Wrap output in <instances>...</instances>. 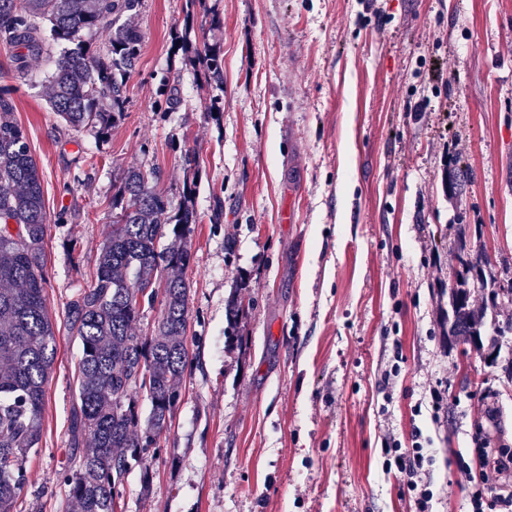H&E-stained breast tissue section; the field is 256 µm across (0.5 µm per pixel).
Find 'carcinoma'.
I'll return each instance as SVG.
<instances>
[{"label": "carcinoma", "instance_id": "carcinoma-1", "mask_svg": "<svg viewBox=\"0 0 512 512\" xmlns=\"http://www.w3.org/2000/svg\"><path fill=\"white\" fill-rule=\"evenodd\" d=\"M199 0H185L184 44L203 60L204 75L221 88L224 52L191 40ZM142 0H0V41L14 46L16 75L28 62L63 46L48 77L50 110L74 131L105 134L125 112L127 78L140 58L142 33L132 18ZM106 30L109 45L94 52L84 35ZM181 103L166 79L159 112ZM10 100L0 96V512L13 508L26 483V463L38 452L45 386L54 363L56 332L45 288L49 224L41 177ZM156 173L122 169L112 194V234L97 258L93 282L67 302L65 320L80 344L76 405L70 417L75 467L60 473L79 512H116L125 476L153 482L145 458L180 403L179 384L190 365L184 334L190 315L185 270L191 194L177 212L156 189ZM448 295V335L497 350L505 329L487 330L486 312L470 304L471 280L495 285L478 254L461 259ZM160 285L162 295L152 287ZM160 301L153 335L133 333L142 306ZM149 405L142 415L140 402Z\"/></svg>", "mask_w": 512, "mask_h": 512}]
</instances>
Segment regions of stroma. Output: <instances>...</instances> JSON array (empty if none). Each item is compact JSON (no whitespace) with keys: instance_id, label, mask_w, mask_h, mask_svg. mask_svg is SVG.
I'll use <instances>...</instances> for the list:
<instances>
[{"instance_id":"stroma-1","label":"stroma","mask_w":512,"mask_h":512,"mask_svg":"<svg viewBox=\"0 0 512 512\" xmlns=\"http://www.w3.org/2000/svg\"><path fill=\"white\" fill-rule=\"evenodd\" d=\"M184 7L143 0L129 104L103 137L51 112V60L19 79L0 53V95L42 178L57 327L21 512H73L59 472L80 345L63 313L94 276L131 165L160 169L172 209L191 198L198 221L181 402L147 457L150 492L131 471L117 512H418L385 469L389 438L429 456V512L496 497L482 453L512 449V333L489 366L446 313L458 225L512 282V0H205L197 39L224 52L216 114L177 48ZM163 78L172 112L155 108ZM156 103L157 111L160 112H172L181 103L177 89L166 79H162L158 85Z\"/></svg>"}]
</instances>
